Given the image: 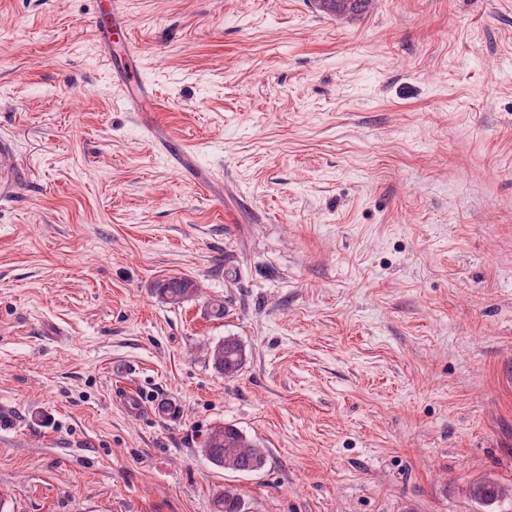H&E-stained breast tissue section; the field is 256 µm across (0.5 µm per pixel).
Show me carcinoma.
Wrapping results in <instances>:
<instances>
[{"label":"carcinoma","instance_id":"1","mask_svg":"<svg viewBox=\"0 0 512 512\" xmlns=\"http://www.w3.org/2000/svg\"><path fill=\"white\" fill-rule=\"evenodd\" d=\"M374 0H320L319 10L327 15L354 19L366 14ZM197 288L185 277H169L157 288V294L169 305H179L192 297ZM206 358L213 368L227 378L236 376L244 366L243 345L232 336L216 343L204 344ZM201 453L214 466L234 473L261 470L266 463L264 449L249 440L237 428L216 425L209 429L202 442ZM469 494L491 505L504 497V488L490 479H480L469 486ZM213 512H246V504L236 489L226 487L215 492Z\"/></svg>","mask_w":512,"mask_h":512}]
</instances>
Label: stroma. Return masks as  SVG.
I'll use <instances>...</instances> for the list:
<instances>
[{
	"label": "stroma",
	"instance_id": "stroma-1",
	"mask_svg": "<svg viewBox=\"0 0 512 512\" xmlns=\"http://www.w3.org/2000/svg\"><path fill=\"white\" fill-rule=\"evenodd\" d=\"M98 4L0 0V512H512V0ZM319 10L327 15L354 19L366 14L374 0H318ZM196 292L197 288L194 282L185 277H169L163 280L157 288V294L163 302L169 305H179ZM205 351L206 358L213 368L224 377L236 376L244 366L246 353L243 345L232 336L216 343L204 344L200 347ZM201 453L214 466L234 473L261 470L266 463L264 448L249 440L234 426L216 425L202 442ZM468 491L471 497L487 505L501 500L505 494L504 488L490 479H480L472 482ZM476 493H480L481 497H478ZM214 512H246V504L236 489L224 487L217 490L213 499Z\"/></svg>",
	"mask_w": 512,
	"mask_h": 512
}]
</instances>
